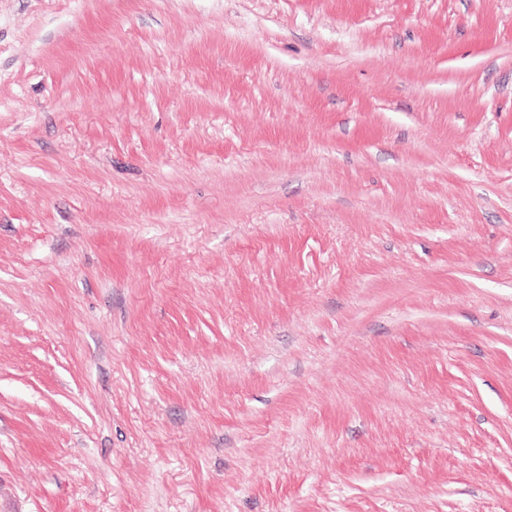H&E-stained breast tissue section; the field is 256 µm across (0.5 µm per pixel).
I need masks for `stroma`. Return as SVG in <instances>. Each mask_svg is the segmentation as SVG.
<instances>
[{
	"instance_id": "1",
	"label": "stroma",
	"mask_w": 512,
	"mask_h": 512,
	"mask_svg": "<svg viewBox=\"0 0 512 512\" xmlns=\"http://www.w3.org/2000/svg\"><path fill=\"white\" fill-rule=\"evenodd\" d=\"M0 512H512V0H0Z\"/></svg>"
}]
</instances>
